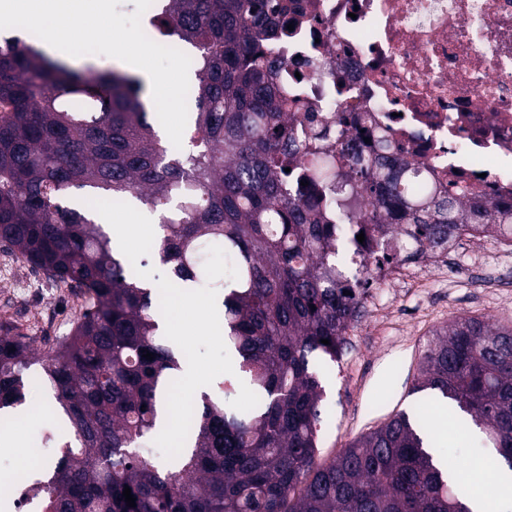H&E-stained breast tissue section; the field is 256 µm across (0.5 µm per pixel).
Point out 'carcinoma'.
Segmentation results:
<instances>
[{
    "mask_svg": "<svg viewBox=\"0 0 512 512\" xmlns=\"http://www.w3.org/2000/svg\"><path fill=\"white\" fill-rule=\"evenodd\" d=\"M158 25L197 50L188 152L155 131L138 76H85L23 39L0 44V244L88 296L43 359L51 416L68 436L34 483L44 512H471L449 477L460 465L434 464L420 411L316 462L322 360L341 354L369 286L336 263V225H350L348 244L362 233L375 245L369 258L392 263L407 248L443 250L470 225L511 240L512 207L436 196L423 183L412 193L388 157L346 140L347 171L307 168L327 131L297 137L282 111L265 49L287 29L280 0H166ZM72 189L161 213L160 261L175 284L213 294L251 393L242 407L227 390L202 393L186 447L167 461L144 452L180 369L156 292L141 287L96 211L64 204ZM364 194L378 207L357 217L345 201ZM215 253L234 258L232 277ZM30 357L18 328L1 323L0 410L25 400ZM425 390L469 414L512 471V326L443 327L422 357L415 391Z\"/></svg>",
    "mask_w": 512,
    "mask_h": 512,
    "instance_id": "1",
    "label": "carcinoma"
}]
</instances>
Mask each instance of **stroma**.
Listing matches in <instances>:
<instances>
[{
  "instance_id": "obj_1",
  "label": "stroma",
  "mask_w": 512,
  "mask_h": 512,
  "mask_svg": "<svg viewBox=\"0 0 512 512\" xmlns=\"http://www.w3.org/2000/svg\"><path fill=\"white\" fill-rule=\"evenodd\" d=\"M101 218H128L141 227L140 233L122 247L141 277L160 287L164 295L163 313L174 319L176 332H165L166 344L182 356V365H191L201 377L205 391L232 386L231 400L247 403L250 395L240 386V370L214 317V302L206 290H198L204 302L201 310L186 309L179 301L165 268L150 247L160 234L158 214L135 204L106 207ZM444 269L431 276L427 287L413 281L397 287V297L383 318L363 313L349 329L347 348L337 361L329 363L324 382L326 417L321 432L320 459H328L363 434L377 428L395 413L422 403L426 414L448 413V433L437 440L438 450L459 461L463 468H476L477 490L487 497L496 512H512V497L503 495L492 464L496 452L481 447L477 430L461 424L462 412L452 402L433 398L431 392H414L418 364L437 330L461 318H477L490 325H512V299L495 301L469 286L470 258L458 252L442 258ZM13 299L26 314L19 329L32 340L36 353H44L51 342L68 336L86 299L67 286L31 272L13 253L0 248V300ZM25 377L31 389L19 407V419L0 428V435H18L23 448L41 439L47 424L46 410L53 392L41 361H33Z\"/></svg>"
}]
</instances>
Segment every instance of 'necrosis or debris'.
Here are the masks:
<instances>
[{
	"label": "necrosis or debris",
	"mask_w": 512,
	"mask_h": 512,
	"mask_svg": "<svg viewBox=\"0 0 512 512\" xmlns=\"http://www.w3.org/2000/svg\"><path fill=\"white\" fill-rule=\"evenodd\" d=\"M294 29L272 47L287 110L316 122L339 116L388 141L390 156L422 166L439 191L457 187L512 203V0H287ZM479 229L459 235L483 288L507 297L490 273ZM429 252L401 267L368 263L392 289L402 270L427 275Z\"/></svg>",
	"instance_id": "1"
}]
</instances>
